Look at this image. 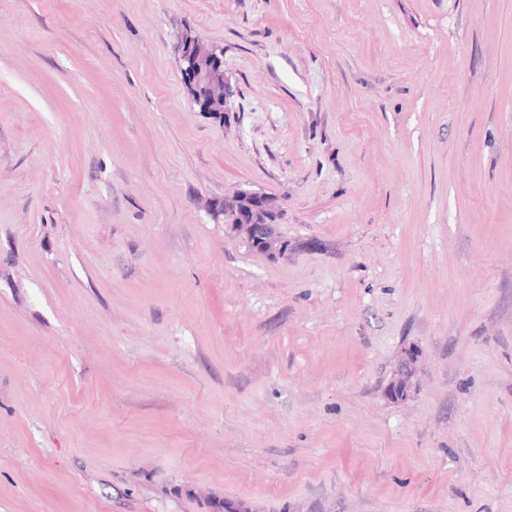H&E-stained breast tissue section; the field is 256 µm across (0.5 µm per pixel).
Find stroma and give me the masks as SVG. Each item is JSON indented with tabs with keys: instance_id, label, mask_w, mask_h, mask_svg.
Here are the masks:
<instances>
[{
	"instance_id": "obj_1",
	"label": "stroma",
	"mask_w": 512,
	"mask_h": 512,
	"mask_svg": "<svg viewBox=\"0 0 512 512\" xmlns=\"http://www.w3.org/2000/svg\"><path fill=\"white\" fill-rule=\"evenodd\" d=\"M218 500L512 512V0H0V512ZM200 49V53L193 52V47ZM201 50L203 57L200 59ZM224 49L216 45L200 42L191 32H184L180 41V64L188 89H195L202 78L208 75L220 76L219 80L211 83V110L224 112L233 95L231 86L224 80ZM204 60L208 62L206 65ZM417 356L407 352L400 360L394 376L389 384V394L393 399L405 398L410 392L413 379V364Z\"/></svg>"
}]
</instances>
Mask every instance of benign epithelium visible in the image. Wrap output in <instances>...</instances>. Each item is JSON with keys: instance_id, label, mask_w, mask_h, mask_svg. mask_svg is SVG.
Here are the masks:
<instances>
[{"instance_id": "7a95c632", "label": "benign epithelium", "mask_w": 512, "mask_h": 512, "mask_svg": "<svg viewBox=\"0 0 512 512\" xmlns=\"http://www.w3.org/2000/svg\"><path fill=\"white\" fill-rule=\"evenodd\" d=\"M224 49L200 42L195 35L186 31L180 41V64L187 88L193 89L201 79L212 75L215 80L211 83V110L223 112L228 106L230 97L233 95L231 86L222 79L224 76ZM240 225L245 231L254 233L256 231L272 241L278 233L273 224H264L261 229L249 222L245 215L239 216ZM417 355L407 352L400 360L394 376L389 384V394L394 399H402L408 395L412 386L413 364Z\"/></svg>"}]
</instances>
